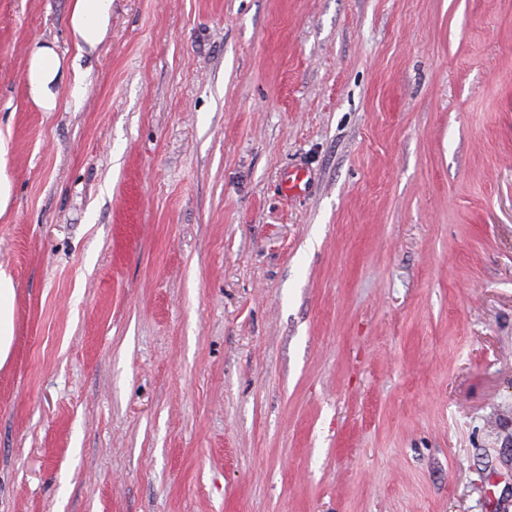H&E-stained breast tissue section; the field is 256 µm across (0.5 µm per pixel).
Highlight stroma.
Listing matches in <instances>:
<instances>
[{"label": "stroma", "mask_w": 512, "mask_h": 512, "mask_svg": "<svg viewBox=\"0 0 512 512\" xmlns=\"http://www.w3.org/2000/svg\"><path fill=\"white\" fill-rule=\"evenodd\" d=\"M71 5L0 0V512H512V0ZM112 16V0H73L70 31L78 51H92L103 40ZM62 76V62L55 47L35 44L30 53L27 82L33 101L43 111L56 108ZM15 288L11 275L0 267V368L9 361L13 346Z\"/></svg>", "instance_id": "1"}]
</instances>
